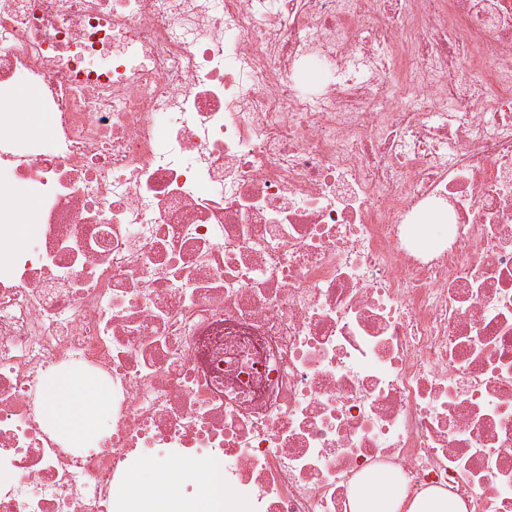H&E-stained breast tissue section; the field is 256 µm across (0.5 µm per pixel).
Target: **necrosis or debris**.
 I'll use <instances>...</instances> for the list:
<instances>
[{
    "label": "necrosis or debris",
    "instance_id": "necrosis-or-debris-1",
    "mask_svg": "<svg viewBox=\"0 0 512 512\" xmlns=\"http://www.w3.org/2000/svg\"><path fill=\"white\" fill-rule=\"evenodd\" d=\"M2 179L0 512L216 459L231 512H512V0H0ZM43 411L57 436L72 445L100 438L112 413V390L78 372H63L44 386ZM390 512H465L459 498L448 499V494L435 488H426L411 499L406 490L396 484L390 472L375 475L370 481L355 488L352 510L354 512H383L386 504Z\"/></svg>",
    "mask_w": 512,
    "mask_h": 512
}]
</instances>
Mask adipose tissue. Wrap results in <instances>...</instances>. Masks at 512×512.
Listing matches in <instances>:
<instances>
[{"mask_svg": "<svg viewBox=\"0 0 512 512\" xmlns=\"http://www.w3.org/2000/svg\"><path fill=\"white\" fill-rule=\"evenodd\" d=\"M43 411L57 436L72 445L100 438L112 413V391L95 379L77 372H63L44 386ZM223 462L205 469L191 468L173 475L167 466L150 463L129 473L132 489L125 512H224V491L218 484ZM205 474L208 487L197 496L183 494L181 481ZM353 512H465L462 500L427 488L408 496L392 473L382 472L355 488Z\"/></svg>", "mask_w": 512, "mask_h": 512, "instance_id": "1", "label": "adipose tissue"}]
</instances>
